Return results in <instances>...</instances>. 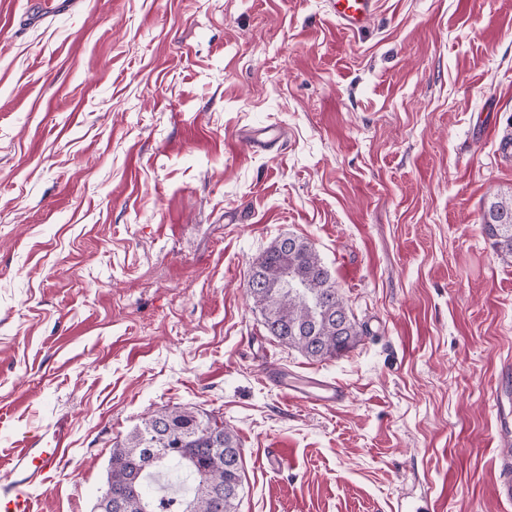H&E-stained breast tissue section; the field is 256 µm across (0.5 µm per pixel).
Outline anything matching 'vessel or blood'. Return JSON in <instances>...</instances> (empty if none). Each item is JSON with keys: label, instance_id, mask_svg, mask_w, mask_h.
Returning a JSON list of instances; mask_svg holds the SVG:
<instances>
[{"label": "vessel or blood", "instance_id": "b4317fda", "mask_svg": "<svg viewBox=\"0 0 512 512\" xmlns=\"http://www.w3.org/2000/svg\"><path fill=\"white\" fill-rule=\"evenodd\" d=\"M330 10L339 26L351 32L366 28L376 0H329ZM264 378L289 401L318 406H337L347 399L345 388L334 381L315 379L308 385L289 380L287 370L268 360L262 370ZM61 434H54L47 448L20 446L0 462V512H38V501L31 488L46 480L66 455Z\"/></svg>", "mask_w": 512, "mask_h": 512}]
</instances>
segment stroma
<instances>
[{
    "instance_id": "35a3bbf8",
    "label": "stroma",
    "mask_w": 512,
    "mask_h": 512,
    "mask_svg": "<svg viewBox=\"0 0 512 512\" xmlns=\"http://www.w3.org/2000/svg\"><path fill=\"white\" fill-rule=\"evenodd\" d=\"M505 136L512 0H378L359 34L327 0H0V458L64 432L32 492L93 512L113 443L177 406L235 431L237 512H512ZM288 236L364 329L338 357L249 297ZM268 355L347 400L289 402ZM482 223L486 234L494 239L501 261L512 262V194L498 195L484 211Z\"/></svg>"
}]
</instances>
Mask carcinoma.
Segmentation results:
<instances>
[{
  "label": "carcinoma",
  "instance_id": "1",
  "mask_svg": "<svg viewBox=\"0 0 512 512\" xmlns=\"http://www.w3.org/2000/svg\"><path fill=\"white\" fill-rule=\"evenodd\" d=\"M482 223L501 261L511 263L512 194H500L490 202ZM250 271L264 284L248 292L269 335L317 361L334 358L360 341L363 331L349 316L344 297L308 241L274 244ZM285 271L288 287L283 288ZM176 443L183 448L181 457L162 452ZM172 469L193 480L192 492L168 498L145 492V485ZM241 488L237 435L197 410L154 411L112 445L107 490L120 494L121 512H237Z\"/></svg>",
  "mask_w": 512,
  "mask_h": 512
}]
</instances>
